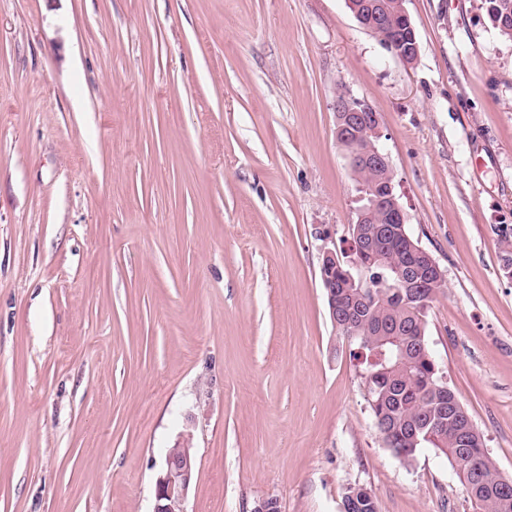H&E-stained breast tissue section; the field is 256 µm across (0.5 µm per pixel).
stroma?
I'll list each match as a JSON object with an SVG mask.
<instances>
[{"instance_id":"obj_1","label":"stroma","mask_w":512,"mask_h":512,"mask_svg":"<svg viewBox=\"0 0 512 512\" xmlns=\"http://www.w3.org/2000/svg\"><path fill=\"white\" fill-rule=\"evenodd\" d=\"M405 65L346 0H0V512H152L194 435L187 512H473L403 465L332 326L348 91L382 118L409 228L447 286L445 377L512 478V40L483 0H406ZM362 485L351 486L347 489L344 499L349 501L347 512H380L378 501L375 497L362 492Z\"/></svg>"}]
</instances>
